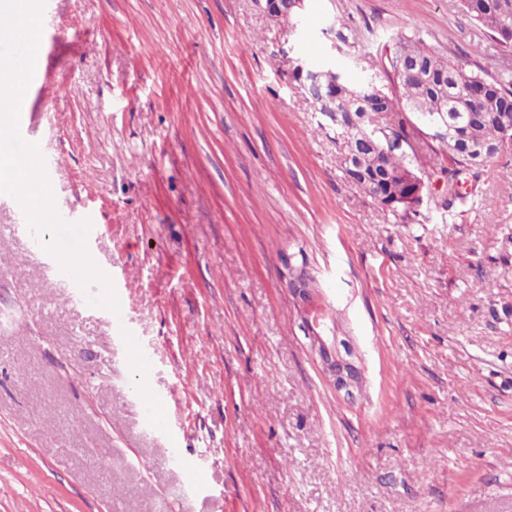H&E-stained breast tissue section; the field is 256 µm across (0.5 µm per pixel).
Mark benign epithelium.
<instances>
[{
    "label": "benign epithelium",
    "instance_id": "7a95c632",
    "mask_svg": "<svg viewBox=\"0 0 512 512\" xmlns=\"http://www.w3.org/2000/svg\"><path fill=\"white\" fill-rule=\"evenodd\" d=\"M264 10L275 21L288 18L292 10L304 0H264ZM326 116L333 122L345 127L372 126L379 129L377 120L371 112L343 116L339 112H328ZM292 293L300 310L303 328L310 339L311 348L319 357L323 371L332 379L336 388L352 393L361 384V372L348 351L338 348V323L335 315L319 300V289L312 286L302 272L291 273Z\"/></svg>",
    "mask_w": 512,
    "mask_h": 512
}]
</instances>
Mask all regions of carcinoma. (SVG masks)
Returning <instances> with one entry per match:
<instances>
[{"mask_svg": "<svg viewBox=\"0 0 512 512\" xmlns=\"http://www.w3.org/2000/svg\"><path fill=\"white\" fill-rule=\"evenodd\" d=\"M462 11L488 30L494 46L512 48V0H460ZM403 56L417 61V75L396 76L397 86L385 92L373 83L349 81L334 66L315 70L325 95L335 96L331 107L337 112L346 108L358 112L368 109L388 113V125L378 134L356 129L353 135L377 138L386 147L388 141L404 140V147L388 152L368 153L358 166L371 177L363 190L381 207L413 221L420 211L402 202L404 188L401 173L410 170L418 175L427 164V154L434 147L427 141L422 120L429 117L448 120L452 131L445 141L448 165L437 171V179L446 182L436 206L450 210L464 196L457 189V178L464 170H475L482 163L473 162L468 152L471 144L500 146L512 138V71L496 76L468 71L463 66L441 58L423 39L399 38L387 56L392 72ZM354 96L356 100L349 101Z\"/></svg>", "mask_w": 512, "mask_h": 512, "instance_id": "1", "label": "carcinoma"}]
</instances>
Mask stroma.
<instances>
[{
  "label": "stroma",
  "instance_id": "obj_1",
  "mask_svg": "<svg viewBox=\"0 0 512 512\" xmlns=\"http://www.w3.org/2000/svg\"><path fill=\"white\" fill-rule=\"evenodd\" d=\"M43 14L51 73L20 129L152 368L139 391L113 312L0 193V512H512V150L466 205L402 223L344 176L288 66L389 89L401 36L492 75L512 50L487 51L458 0H307L291 35L258 0ZM292 267L334 308L360 391L323 373Z\"/></svg>",
  "mask_w": 512,
  "mask_h": 512
}]
</instances>
